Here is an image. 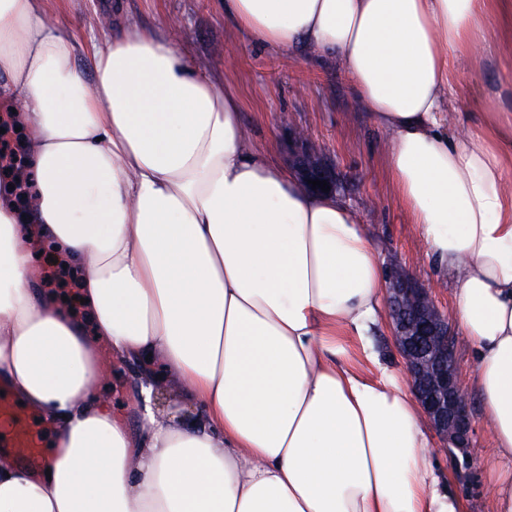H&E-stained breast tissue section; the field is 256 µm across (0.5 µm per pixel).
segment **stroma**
Listing matches in <instances>:
<instances>
[{"label": "stroma", "instance_id": "obj_1", "mask_svg": "<svg viewBox=\"0 0 512 512\" xmlns=\"http://www.w3.org/2000/svg\"><path fill=\"white\" fill-rule=\"evenodd\" d=\"M61 9L81 40L127 24L165 31L199 71L238 93L247 134L270 148L288 170H295L296 156L305 145L317 148L339 179V199L365 224L384 266L399 265L429 288L448 319L460 386L468 391L470 411L477 420L470 470L449 468L448 450L439 435H432V445L440 466L449 469L453 488L466 498L468 512H488L487 495L502 471L485 463L493 448L492 433L480 420L476 395L469 392L472 360L457 328L454 281L426 257L387 170L390 135L355 97L335 58L249 40L225 17L224 0H63ZM484 53L488 64L477 74L463 72L454 101L455 119L464 127L472 124V99L496 91L504 100L512 99V80H504L495 62L496 48L485 47ZM138 390L131 363L113 361L106 387L113 408L133 413Z\"/></svg>", "mask_w": 512, "mask_h": 512}]
</instances>
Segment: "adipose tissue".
Masks as SVG:
<instances>
[{
    "mask_svg": "<svg viewBox=\"0 0 512 512\" xmlns=\"http://www.w3.org/2000/svg\"><path fill=\"white\" fill-rule=\"evenodd\" d=\"M48 0H0V104L32 189L0 192V384L50 427L0 448V512H467L401 369L369 337L387 273L360 218L247 136L241 103L163 34L87 47ZM254 42L336 58L391 134L388 172L456 282L471 385L512 462V106L452 130L461 65L512 0H224ZM49 254L86 317L43 286ZM111 351L103 353L100 343ZM146 373L133 416L101 383ZM164 390L188 417L154 408Z\"/></svg>",
    "mask_w": 512,
    "mask_h": 512,
    "instance_id": "1",
    "label": "adipose tissue"
}]
</instances>
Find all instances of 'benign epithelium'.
Listing matches in <instances>:
<instances>
[{
    "mask_svg": "<svg viewBox=\"0 0 512 512\" xmlns=\"http://www.w3.org/2000/svg\"><path fill=\"white\" fill-rule=\"evenodd\" d=\"M303 182L325 180L330 190L340 184L319 156L305 149L296 161ZM388 309L392 334L410 374L412 390L437 434L450 448L465 450L475 422L452 366L448 320L431 295L397 268L391 269Z\"/></svg>",
    "mask_w": 512,
    "mask_h": 512,
    "instance_id": "benign-epithelium-1",
    "label": "benign epithelium"
}]
</instances>
